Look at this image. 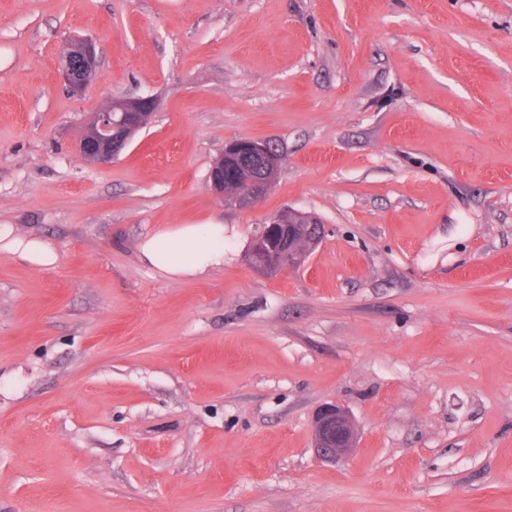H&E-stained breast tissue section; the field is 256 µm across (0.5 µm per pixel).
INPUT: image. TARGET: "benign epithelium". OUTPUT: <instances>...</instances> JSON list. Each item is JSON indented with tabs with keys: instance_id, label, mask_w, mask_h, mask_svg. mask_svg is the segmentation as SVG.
<instances>
[{
	"instance_id": "obj_1",
	"label": "benign epithelium",
	"mask_w": 512,
	"mask_h": 512,
	"mask_svg": "<svg viewBox=\"0 0 512 512\" xmlns=\"http://www.w3.org/2000/svg\"><path fill=\"white\" fill-rule=\"evenodd\" d=\"M61 73L75 93L82 92L96 77L99 67L96 43L88 37L69 41L62 56ZM156 109L151 96H134L112 101L92 113L84 123L76 149L81 159L94 166L112 163L131 141V134L146 126ZM225 165L211 167L209 185L213 193L224 195V172L237 162L255 160L266 165V176L254 182L238 199V206L251 208L272 187L280 165V155L266 142L251 139L231 141L224 146ZM325 228L311 213L287 210L262 225L251 250V264L267 275H278L302 267L321 243ZM313 443L317 457L335 461L348 455L356 445L357 433L348 412L339 404H325L312 419Z\"/></svg>"
}]
</instances>
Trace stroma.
<instances>
[{
	"label": "stroma",
	"mask_w": 512,
	"mask_h": 512,
	"mask_svg": "<svg viewBox=\"0 0 512 512\" xmlns=\"http://www.w3.org/2000/svg\"><path fill=\"white\" fill-rule=\"evenodd\" d=\"M97 77L71 95L67 40ZM150 95L110 165L90 113ZM277 148L246 210L207 178ZM325 237L270 277L282 211ZM220 223L224 264L141 261ZM0 512H512V0H0ZM358 431L323 462L312 416ZM60 67L63 79L71 90L82 92L97 75L99 59L95 41L88 37L69 41ZM225 165L228 167V172L237 167L236 161L243 163L245 159L255 160L246 163L244 167L248 170L250 178L257 180L263 174L261 162L266 165L268 173L266 176L254 182L250 191L239 197L244 185L233 179L224 180L225 165L216 168L212 165L209 172V185L213 193L225 196L228 200L234 199L237 201L238 206L242 208H251L258 203L263 196L272 187L280 165V155L278 152H273L272 146L267 142H260L251 139H239L231 141L224 146ZM325 228L311 213L287 210L257 231L251 264L267 275H278L302 267L321 243ZM304 245L301 248L300 245ZM4 249L18 255L23 261L38 267L53 266L58 259L56 250L49 243L36 238L13 236V230L0 225V251ZM141 260L173 279L194 277L224 264L223 224H175L148 235Z\"/></svg>",
	"instance_id": "obj_1"
}]
</instances>
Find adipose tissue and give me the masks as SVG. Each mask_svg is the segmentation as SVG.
Instances as JSON below:
<instances>
[{"instance_id": "1", "label": "adipose tissue", "mask_w": 512, "mask_h": 512, "mask_svg": "<svg viewBox=\"0 0 512 512\" xmlns=\"http://www.w3.org/2000/svg\"><path fill=\"white\" fill-rule=\"evenodd\" d=\"M18 255L38 267L53 266L54 247L41 239L14 236L0 226V250ZM140 257L174 279L194 277L224 263V227L220 224H178L148 235L140 245Z\"/></svg>"}]
</instances>
